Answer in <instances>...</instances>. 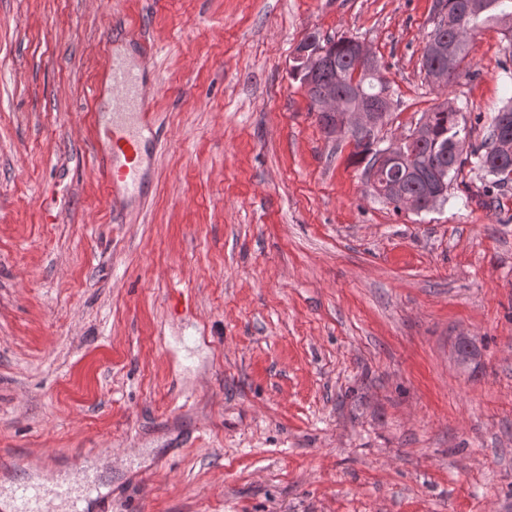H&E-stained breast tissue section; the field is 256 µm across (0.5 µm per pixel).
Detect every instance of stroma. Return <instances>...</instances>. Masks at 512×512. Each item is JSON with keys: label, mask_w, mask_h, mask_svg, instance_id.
I'll use <instances>...</instances> for the list:
<instances>
[{"label": "stroma", "mask_w": 512, "mask_h": 512, "mask_svg": "<svg viewBox=\"0 0 512 512\" xmlns=\"http://www.w3.org/2000/svg\"><path fill=\"white\" fill-rule=\"evenodd\" d=\"M433 3L0 0V483L69 468L111 512H512V183L484 196L467 164L396 210L291 75L308 35L359 40L393 96L377 148L443 103L480 145L512 35L481 25L438 88ZM119 45L161 148L113 204L91 91Z\"/></svg>", "instance_id": "stroma-1"}]
</instances>
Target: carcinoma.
<instances>
[{
  "label": "carcinoma",
  "instance_id": "carcinoma-1",
  "mask_svg": "<svg viewBox=\"0 0 512 512\" xmlns=\"http://www.w3.org/2000/svg\"><path fill=\"white\" fill-rule=\"evenodd\" d=\"M469 0H434V27L427 34L425 43L441 42L448 46V51L456 54L457 61L467 56V42L458 39V31L454 25L457 18L464 15ZM479 9L469 12L468 24L474 29L482 24L495 22L512 30V0H474ZM309 38L322 46H331L334 53L330 54L329 62L317 73L295 71L301 83L306 87L310 101L320 87L327 83L336 84V101L341 103L343 110L353 111L363 100H378L389 90L387 81L380 71L369 73L357 71L355 58L347 47L348 39L321 38L315 34ZM431 125L426 136L415 139L409 148L412 164L422 173V177L405 175L401 163L390 166L386 173V184L389 188L393 183H400L402 191L412 194L423 201L420 210L424 211L436 204L432 199L429 182L450 184L452 176L457 174L468 162L457 145L467 139L466 120L462 113L445 105L437 107L430 113ZM356 155L366 162L364 171H369L375 164L379 151L373 149L375 136L367 133L353 135ZM512 149V103L505 105L493 117L489 126V134L480 147L470 151L469 158L475 159L474 165L486 174L494 177L492 189H499L512 182V176L501 171L494 165L497 152L504 151V146Z\"/></svg>",
  "mask_w": 512,
  "mask_h": 512
}]
</instances>
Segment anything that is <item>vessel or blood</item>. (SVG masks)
I'll return each instance as SVG.
<instances>
[{"mask_svg": "<svg viewBox=\"0 0 512 512\" xmlns=\"http://www.w3.org/2000/svg\"><path fill=\"white\" fill-rule=\"evenodd\" d=\"M140 84V78L124 66H113L110 71V110L124 107ZM97 125L108 142V150L102 157V167L109 191L129 197H142L144 172L138 160L140 130L128 129L104 117L98 119ZM120 156L124 157V164L115 165V158ZM12 497L13 512H49L48 503L53 498L63 499L68 512H86L87 503H104L109 499L108 493L95 483H87L76 489L61 484L50 488L36 480L18 486L13 490Z\"/></svg>", "mask_w": 512, "mask_h": 512, "instance_id": "obj_1", "label": "vessel or blood"}]
</instances>
